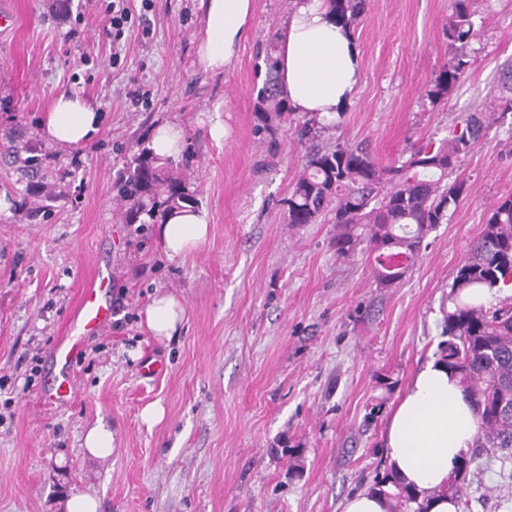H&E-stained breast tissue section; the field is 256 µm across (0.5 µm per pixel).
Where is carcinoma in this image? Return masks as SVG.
<instances>
[{
  "mask_svg": "<svg viewBox=\"0 0 512 512\" xmlns=\"http://www.w3.org/2000/svg\"><path fill=\"white\" fill-rule=\"evenodd\" d=\"M336 22L355 29L367 0H328ZM472 0H456L448 19V61L434 80L435 102L461 85L471 66L475 29ZM277 37L266 50V76L257 90L255 131L271 138L282 122L294 121L276 73ZM512 116V60L499 68L497 84L485 105L461 119V129L414 146L409 155L380 165L363 144H337L308 153L306 167L286 200L287 223L336 225L332 245L342 258L354 256L362 243L374 254L375 280L387 288L418 259L423 241L448 220L466 189L458 174L460 159L482 142L489 130ZM127 224H164L175 210L197 205V189L172 177L148 147L141 148L117 181ZM512 285V195L491 206L480 237L458 268L448 292L444 334L436 355L448 363L474 399L478 436L466 463L448 474V493L464 497L469 476L483 471V456L512 458V296L473 305L463 300L468 288H487L492 295ZM474 471H468L469 464ZM390 494L395 512H422L414 507L419 493L398 487L390 470L376 472L372 490Z\"/></svg>",
  "mask_w": 512,
  "mask_h": 512,
  "instance_id": "carcinoma-1",
  "label": "carcinoma"
}]
</instances>
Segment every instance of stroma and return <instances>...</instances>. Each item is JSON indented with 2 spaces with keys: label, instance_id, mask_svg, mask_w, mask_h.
Instances as JSON below:
<instances>
[{
  "label": "stroma",
  "instance_id": "1",
  "mask_svg": "<svg viewBox=\"0 0 512 512\" xmlns=\"http://www.w3.org/2000/svg\"><path fill=\"white\" fill-rule=\"evenodd\" d=\"M11 2L15 28L0 36V512H66L80 494L99 512H340L386 465L388 415L437 351L449 286L489 208L512 194V125L462 159L464 199L381 288L368 251L337 256L334 224L286 221L311 146L287 123L272 141L254 132L265 46L291 0H254L250 34L221 73L197 62L201 0H154L150 36L132 25L117 58L112 0H72L64 17L50 0ZM453 10V0H368L353 32L360 84L314 144L362 141L386 166L480 107L512 57V0L477 4L470 77L435 103ZM63 91L101 114L83 146L40 134ZM217 104L228 130L219 144ZM163 122L183 134L173 172L194 180L210 215L207 240L174 259L156 225L122 223L115 188ZM101 275L112 321L82 336L74 396L48 403L52 350L81 336L75 311ZM158 292L185 307L167 340L143 320ZM152 362L162 374L142 376ZM153 403L165 416L150 426L141 412ZM98 422L113 437L105 458L82 447ZM465 498L467 512H512V465L492 462Z\"/></svg>",
  "mask_w": 512,
  "mask_h": 512
}]
</instances>
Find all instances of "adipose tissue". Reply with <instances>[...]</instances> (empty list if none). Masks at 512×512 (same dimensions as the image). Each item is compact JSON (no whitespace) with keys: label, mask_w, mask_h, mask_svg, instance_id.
Returning <instances> with one entry per match:
<instances>
[{"label":"adipose tissue","mask_w":512,"mask_h":512,"mask_svg":"<svg viewBox=\"0 0 512 512\" xmlns=\"http://www.w3.org/2000/svg\"><path fill=\"white\" fill-rule=\"evenodd\" d=\"M254 0H201L204 9L198 61L221 71L249 35ZM279 79L293 112L326 125L344 111L357 91L362 58L352 36L334 24L327 0H295L278 36ZM100 114L81 96L62 92L40 124L43 138L68 147L84 145L100 129ZM209 215L185 210L158 228L169 258L204 243ZM175 296H155L144 310L153 336L168 339L184 319ZM472 400L447 364L431 359L414 374L395 405L383 434L388 465L400 487L428 492L426 512H459L448 494L450 469L465 461L477 436Z\"/></svg>","instance_id":"adipose-tissue-1"}]
</instances>
